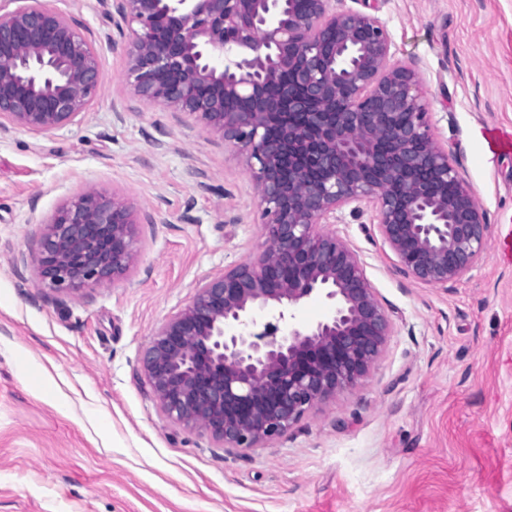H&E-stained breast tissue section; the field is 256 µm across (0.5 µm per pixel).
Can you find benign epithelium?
<instances>
[{
	"label": "benign epithelium",
	"instance_id": "benign-epithelium-1",
	"mask_svg": "<svg viewBox=\"0 0 512 512\" xmlns=\"http://www.w3.org/2000/svg\"><path fill=\"white\" fill-rule=\"evenodd\" d=\"M20 2L0 15V130L49 133L85 112L105 78L74 23L42 0ZM115 2L134 94L239 148L269 241L257 261L204 280L158 326L140 366L166 417L228 452L261 448L356 386L393 330L358 256L320 225L372 206L404 272L435 286L475 267L488 225L378 16L333 0ZM136 254L127 201L86 189L44 224L34 261L46 287L79 292L124 279ZM313 294L333 314L311 327L224 332L269 305L283 321Z\"/></svg>",
	"mask_w": 512,
	"mask_h": 512
}]
</instances>
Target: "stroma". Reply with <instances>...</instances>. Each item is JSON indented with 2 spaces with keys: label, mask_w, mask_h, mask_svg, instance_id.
Segmentation results:
<instances>
[{
  "label": "stroma",
  "mask_w": 512,
  "mask_h": 512,
  "mask_svg": "<svg viewBox=\"0 0 512 512\" xmlns=\"http://www.w3.org/2000/svg\"><path fill=\"white\" fill-rule=\"evenodd\" d=\"M96 50L72 124L0 131V512H512V0H378L423 79L436 141L489 247L445 287L401 272L371 208L324 225L359 257L393 331L358 386L264 448L224 449L159 409L139 359L198 285L267 247L251 173L192 115L144 103L114 0H43ZM93 188L135 209L129 275L79 293L32 261L53 212Z\"/></svg>",
  "instance_id": "1"
}]
</instances>
